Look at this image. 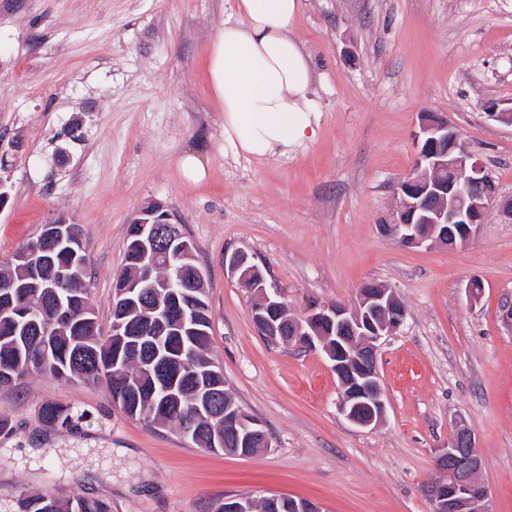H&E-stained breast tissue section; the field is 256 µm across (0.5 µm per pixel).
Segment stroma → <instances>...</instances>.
I'll list each match as a JSON object with an SVG mask.
<instances>
[{
	"label": "stroma",
	"instance_id": "stroma-1",
	"mask_svg": "<svg viewBox=\"0 0 512 512\" xmlns=\"http://www.w3.org/2000/svg\"><path fill=\"white\" fill-rule=\"evenodd\" d=\"M295 35L316 70V137L263 159L224 138L207 77L232 0H0V268L49 219L79 224L102 327L131 221L162 204L195 248L211 311V356L233 400L272 446L209 451L174 427H146L101 382L33 374L0 388V512L24 495L97 499L112 512H215L241 494L285 496L321 512H432L427 485L455 424L471 428L492 512H512V220L490 208L456 248L406 249L385 236L396 183L414 168L422 114L455 126L512 197V0H305ZM80 126L79 139L70 129ZM199 157L205 181L177 160ZM249 253L285 294L353 302L392 288L404 325L381 348L384 422L350 424L321 351L275 345L224 265ZM484 292L469 302L465 285ZM70 408L54 426L44 404ZM182 177L190 184H198L206 177L205 169L200 160L192 154L183 155L178 161Z\"/></svg>",
	"mask_w": 512,
	"mask_h": 512
}]
</instances>
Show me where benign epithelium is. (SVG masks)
<instances>
[{"label": "benign epithelium", "mask_w": 512, "mask_h": 512, "mask_svg": "<svg viewBox=\"0 0 512 512\" xmlns=\"http://www.w3.org/2000/svg\"><path fill=\"white\" fill-rule=\"evenodd\" d=\"M415 167L399 182L400 205L394 222L382 225L385 235L407 248L441 245L453 248L471 237L493 206L512 220V197L501 199L484 186L486 167L470 153L448 119L428 113L415 133ZM161 204L139 214L132 247L141 255V274L124 282L122 294H133L152 279L158 259L187 261L191 244ZM224 264L255 296L252 321L262 335H285L288 344L319 349L336 374L341 393L338 409L351 424L375 428L386 415L385 392L378 373V353L385 339L404 323L407 311L389 288H361L351 304H308L300 317L284 324L287 307L280 288L268 281L241 250L225 254ZM224 429L237 437L236 452L254 454L271 447L262 422L243 412H224ZM446 478L431 482L427 494L433 512H491L489 493L479 479L483 460L475 434L457 425L455 438L437 456Z\"/></svg>", "instance_id": "7a95c632"}]
</instances>
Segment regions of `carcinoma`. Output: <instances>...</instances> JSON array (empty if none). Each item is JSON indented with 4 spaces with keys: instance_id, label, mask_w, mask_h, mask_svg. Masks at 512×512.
Wrapping results in <instances>:
<instances>
[{
    "instance_id": "cac0c4a2",
    "label": "carcinoma",
    "mask_w": 512,
    "mask_h": 512,
    "mask_svg": "<svg viewBox=\"0 0 512 512\" xmlns=\"http://www.w3.org/2000/svg\"><path fill=\"white\" fill-rule=\"evenodd\" d=\"M79 248L83 267L69 269L68 254L53 243L36 237L26 249L29 266L21 262L0 270V386L9 387L31 373L58 380L104 378L121 410L148 426L175 425L189 432L200 448L210 447L212 434L224 431V408L235 405L224 388V374L209 355L212 342L210 313L203 283L195 297L180 299L179 309L193 308L199 331L177 336L162 326L151 328L148 318L159 304L174 300L169 288H143L131 302L114 299L113 320L133 326L130 336H115L98 324L90 300L87 279L90 260ZM142 257L125 249V265L119 279L141 268ZM180 360L170 378L187 392L179 404L165 401L158 367L163 360ZM42 417L50 423H69V410L46 405ZM293 498L271 496L254 500L253 512H295ZM20 512H112L109 504L78 498L61 503L45 496H27Z\"/></svg>"
}]
</instances>
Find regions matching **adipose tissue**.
I'll return each instance as SVG.
<instances>
[{"mask_svg": "<svg viewBox=\"0 0 512 512\" xmlns=\"http://www.w3.org/2000/svg\"><path fill=\"white\" fill-rule=\"evenodd\" d=\"M304 7V0H233L235 21L211 41L208 76L224 137L247 155L281 158L316 135L314 70L293 35Z\"/></svg>", "mask_w": 512, "mask_h": 512, "instance_id": "1", "label": "adipose tissue"}]
</instances>
